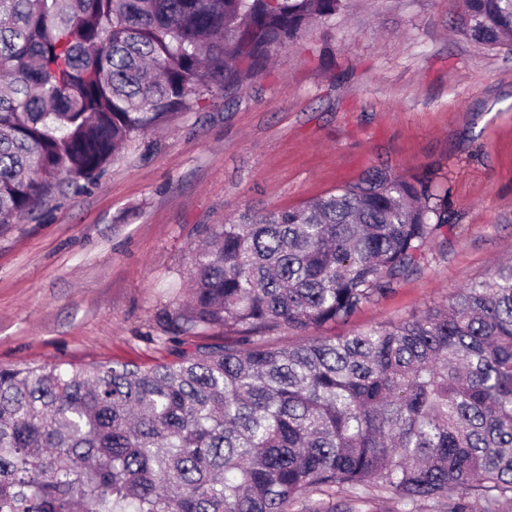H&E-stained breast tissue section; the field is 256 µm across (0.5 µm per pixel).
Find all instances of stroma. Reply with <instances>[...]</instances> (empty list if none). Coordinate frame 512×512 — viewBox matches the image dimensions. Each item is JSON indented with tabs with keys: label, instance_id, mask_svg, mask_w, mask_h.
Masks as SVG:
<instances>
[{
	"label": "stroma",
	"instance_id": "35a3bbf8",
	"mask_svg": "<svg viewBox=\"0 0 512 512\" xmlns=\"http://www.w3.org/2000/svg\"><path fill=\"white\" fill-rule=\"evenodd\" d=\"M459 0H350L267 71L146 135L84 190L0 228V365L166 357L192 250L248 208H288L372 169L448 190L421 271L323 335L405 320L512 258V51L455 30ZM324 512H434L388 491Z\"/></svg>",
	"mask_w": 512,
	"mask_h": 512
}]
</instances>
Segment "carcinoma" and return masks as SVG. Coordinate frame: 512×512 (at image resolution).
I'll return each instance as SVG.
<instances>
[{
    "label": "carcinoma",
    "mask_w": 512,
    "mask_h": 512,
    "mask_svg": "<svg viewBox=\"0 0 512 512\" xmlns=\"http://www.w3.org/2000/svg\"><path fill=\"white\" fill-rule=\"evenodd\" d=\"M349 0H0V225L97 179L266 70ZM457 30L512 46V0ZM448 190L374 170L216 224L150 366H0V512H291L329 488L512 505V262L397 323L348 320L422 269ZM220 327L224 334L205 336Z\"/></svg>",
    "instance_id": "cac0c4a2"
}]
</instances>
